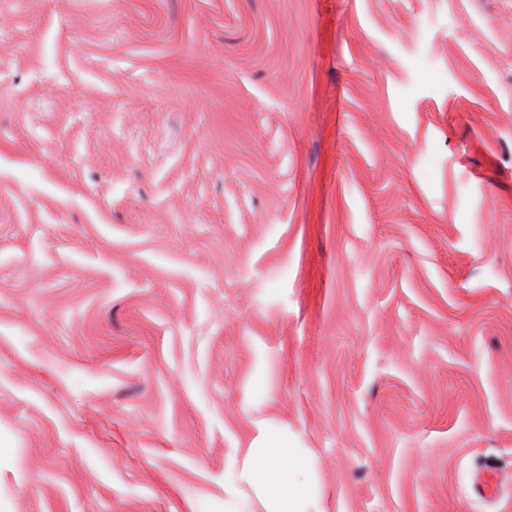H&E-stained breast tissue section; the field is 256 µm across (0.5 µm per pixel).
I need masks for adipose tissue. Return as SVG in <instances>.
I'll list each match as a JSON object with an SVG mask.
<instances>
[{
	"mask_svg": "<svg viewBox=\"0 0 512 512\" xmlns=\"http://www.w3.org/2000/svg\"><path fill=\"white\" fill-rule=\"evenodd\" d=\"M310 459L293 448L284 435L267 436L247 449L231 479L225 483L226 512H238L236 502L250 490L260 512H323L321 500L309 482Z\"/></svg>",
	"mask_w": 512,
	"mask_h": 512,
	"instance_id": "adipose-tissue-1",
	"label": "adipose tissue"
}]
</instances>
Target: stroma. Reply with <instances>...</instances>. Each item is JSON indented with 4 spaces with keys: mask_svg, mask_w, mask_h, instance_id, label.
I'll return each instance as SVG.
<instances>
[{
    "mask_svg": "<svg viewBox=\"0 0 512 512\" xmlns=\"http://www.w3.org/2000/svg\"><path fill=\"white\" fill-rule=\"evenodd\" d=\"M279 432L512 512V0H0V512H224Z\"/></svg>",
    "mask_w": 512,
    "mask_h": 512,
    "instance_id": "35a3bbf8",
    "label": "stroma"
}]
</instances>
